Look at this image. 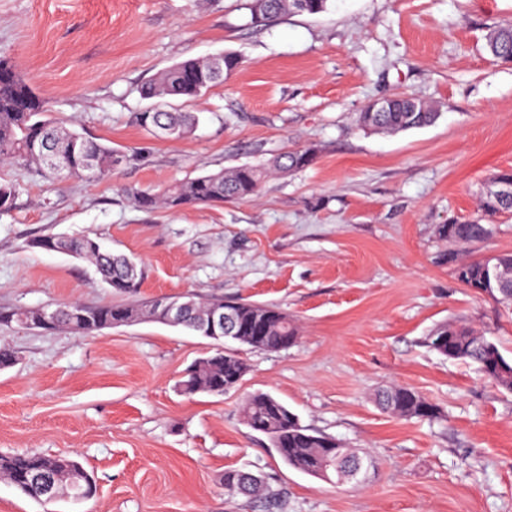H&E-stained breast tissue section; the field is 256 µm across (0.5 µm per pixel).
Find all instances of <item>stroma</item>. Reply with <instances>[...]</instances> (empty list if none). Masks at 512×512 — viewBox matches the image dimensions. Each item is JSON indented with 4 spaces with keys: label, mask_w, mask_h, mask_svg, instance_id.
Here are the masks:
<instances>
[{
    "label": "stroma",
    "mask_w": 512,
    "mask_h": 512,
    "mask_svg": "<svg viewBox=\"0 0 512 512\" xmlns=\"http://www.w3.org/2000/svg\"><path fill=\"white\" fill-rule=\"evenodd\" d=\"M246 0H0V59L16 65L51 117L123 155L99 179L56 182L19 163L0 214V454L69 455L94 498L41 505L0 479V512H263L224 491L226 469L263 476L277 512H512V393L423 339L463 324L512 360V305L455 278L442 224L479 219L478 195L512 169V61L487 35L512 0H330L325 12L253 27ZM236 52L242 63L199 99L181 140L140 128L142 84L177 61ZM405 93L438 106L435 124L373 132L359 112ZM297 147L314 163L271 172L258 194L146 212L133 190L266 164ZM89 235L143 271L136 293L94 266L32 247ZM191 295L239 298L287 313L296 343L240 346V389L183 394L209 339L144 319L81 336L4 323L62 301L134 304ZM415 388L434 421L400 419L377 389ZM268 392L303 426L375 461L336 485L286 464L253 431L245 394Z\"/></svg>",
    "instance_id": "35a3bbf8"
}]
</instances>
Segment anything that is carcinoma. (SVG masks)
<instances>
[{
	"label": "carcinoma",
	"instance_id": "cac0c4a2",
	"mask_svg": "<svg viewBox=\"0 0 512 512\" xmlns=\"http://www.w3.org/2000/svg\"><path fill=\"white\" fill-rule=\"evenodd\" d=\"M329 0H248L250 22L262 26L271 18L286 11L318 14L327 10ZM489 52L498 59L512 61V23L498 26L487 39ZM222 73L214 71L208 60L187 58L161 73L158 80L144 85L143 98L160 97L163 102L135 114V122L148 133L160 137L159 129L172 132V139H183L192 133L199 121L193 112L168 109L164 99L193 100L203 91L224 80L238 69L241 59L233 52L220 55ZM45 102L21 78L16 66L0 60V164L23 162L25 165L50 173L58 181L88 176L90 170L101 175L117 163L112 147L96 142L77 130H69L45 119ZM439 116L436 108L403 93L390 96L387 110L373 112L371 108L359 113L362 127L377 132L396 133L433 124ZM316 158L312 148L289 150L272 161L273 169L281 172L310 166ZM268 168L242 164L228 171L210 173L176 183L161 193L148 190L133 193L139 207L145 211L174 210L215 202H234L252 197L266 177ZM16 187L0 181V213L12 208ZM480 210L491 217L512 212V194L502 197L483 191ZM439 237L467 247L487 239L490 227L478 222L442 224ZM51 245L52 249L90 260L101 280L111 288L133 293L140 287L142 273L128 257L102 248L89 236L62 237L47 235L33 241L36 247ZM440 260L453 266L456 279L467 288L485 279L489 261L485 258L467 261L454 252L440 255ZM187 309L182 326L203 335L200 324L212 309L224 307V300L198 302L185 300ZM238 335L252 349L276 351L289 337L297 339V331L288 315L267 305L232 301ZM157 317L135 305L86 306L79 302H63L41 319L33 309H18L4 317L7 322L40 329H62L79 335H90L115 324L137 321L143 314ZM425 345L441 356L470 361L479 372L507 392H512V361L504 358L497 344L464 325L445 324L425 338ZM247 364L237 353L213 350L186 371L181 382L186 394H215L224 385L230 390L241 386ZM375 402L391 415L401 419L433 421L439 418L437 407L416 390L392 385L377 390ZM245 418L255 431L266 435L282 460L289 466L316 478L329 480L351 469L360 455L340 440L302 426L298 416L286 404L268 392H254L244 401ZM83 468L68 456L45 457L35 454L0 455V476L8 479L20 492L34 475L48 473L64 481L72 472ZM224 488L246 497H258L264 491L260 476H249L240 469L224 471Z\"/></svg>",
	"mask_w": 512,
	"mask_h": 512
}]
</instances>
